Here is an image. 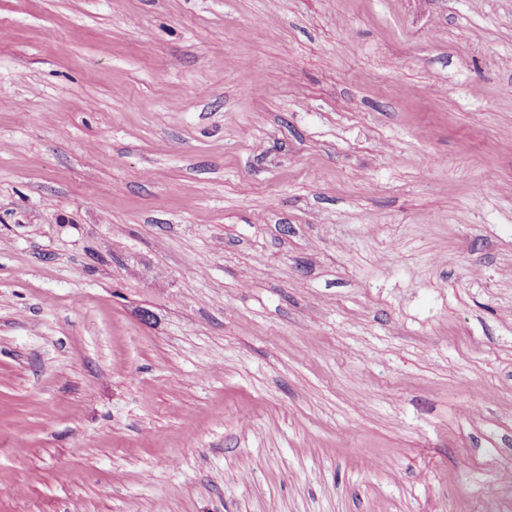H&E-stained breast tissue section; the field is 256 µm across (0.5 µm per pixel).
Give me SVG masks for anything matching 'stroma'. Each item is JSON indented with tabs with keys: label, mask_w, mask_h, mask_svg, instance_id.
<instances>
[{
	"label": "stroma",
	"mask_w": 512,
	"mask_h": 512,
	"mask_svg": "<svg viewBox=\"0 0 512 512\" xmlns=\"http://www.w3.org/2000/svg\"><path fill=\"white\" fill-rule=\"evenodd\" d=\"M0 512H512V0H0Z\"/></svg>",
	"instance_id": "stroma-1"
}]
</instances>
